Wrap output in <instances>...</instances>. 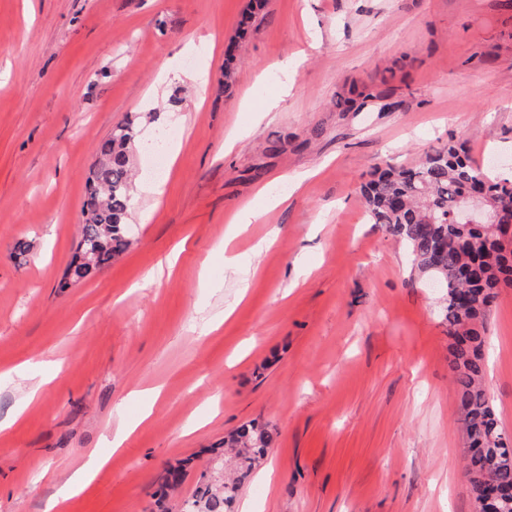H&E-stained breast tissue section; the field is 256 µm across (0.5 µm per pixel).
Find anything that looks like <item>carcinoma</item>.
<instances>
[{"instance_id":"carcinoma-1","label":"carcinoma","mask_w":512,"mask_h":512,"mask_svg":"<svg viewBox=\"0 0 512 512\" xmlns=\"http://www.w3.org/2000/svg\"><path fill=\"white\" fill-rule=\"evenodd\" d=\"M352 99L337 102L345 112L358 111L380 98L370 87ZM137 129L127 120L112 128L97 150L89 171L85 219L80 240L98 252L91 264L73 258L66 279L79 283L109 265L131 245L128 216L133 209L130 153ZM492 199L497 222L475 229L455 218L465 188ZM366 213L375 224L407 248L412 266L425 279L443 282L447 289L443 321L453 339L449 367L460 395L463 425L468 440L466 469L486 470L495 483L512 481V465L492 463L496 449L480 445L481 432L498 425L495 412L480 385L485 363L484 323L490 307L465 301L470 296L495 300L499 289L512 286V238L500 232L512 226V183L496 179L486 167L476 165L464 149L445 144L432 149L412 168L378 167L360 186ZM276 442V433L253 422L224 436V449L232 454L233 473L219 485L202 482L184 500L182 512H232L239 493Z\"/></svg>"}]
</instances>
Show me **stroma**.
<instances>
[{
  "label": "stroma",
  "instance_id": "stroma-1",
  "mask_svg": "<svg viewBox=\"0 0 512 512\" xmlns=\"http://www.w3.org/2000/svg\"><path fill=\"white\" fill-rule=\"evenodd\" d=\"M249 4L0 0V512H179L248 422L277 433L272 484L242 488L256 512H475L443 300L359 189L449 142L480 164L512 157V0H267L228 85ZM365 83L395 108H337ZM149 110L178 135L160 177L135 160L133 243L63 287L96 148ZM262 188L289 199L225 242ZM486 336L484 389L512 436V288ZM19 368L52 377L35 402ZM93 452L106 466L68 495Z\"/></svg>",
  "mask_w": 512,
  "mask_h": 512
}]
</instances>
